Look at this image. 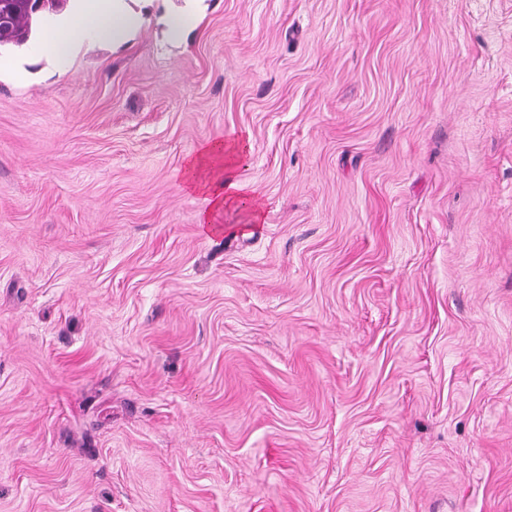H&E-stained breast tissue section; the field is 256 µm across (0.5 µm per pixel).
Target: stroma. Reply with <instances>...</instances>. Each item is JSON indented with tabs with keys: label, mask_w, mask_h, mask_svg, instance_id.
Instances as JSON below:
<instances>
[{
	"label": "stroma",
	"mask_w": 512,
	"mask_h": 512,
	"mask_svg": "<svg viewBox=\"0 0 512 512\" xmlns=\"http://www.w3.org/2000/svg\"><path fill=\"white\" fill-rule=\"evenodd\" d=\"M73 7L0 48V512H512V0H153L63 74ZM250 146L242 139L207 142L186 157L182 179L184 188L205 198L207 208L199 213L201 232L221 229L226 210L245 209L248 224L261 220L264 201L258 187L240 183L234 170Z\"/></svg>",
	"instance_id": "stroma-1"
}]
</instances>
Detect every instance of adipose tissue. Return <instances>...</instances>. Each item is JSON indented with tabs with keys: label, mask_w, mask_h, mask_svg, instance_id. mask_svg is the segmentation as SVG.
Returning a JSON list of instances; mask_svg holds the SVG:
<instances>
[{
	"label": "adipose tissue",
	"mask_w": 512,
	"mask_h": 512,
	"mask_svg": "<svg viewBox=\"0 0 512 512\" xmlns=\"http://www.w3.org/2000/svg\"><path fill=\"white\" fill-rule=\"evenodd\" d=\"M141 22V14L132 10L126 0H79L67 19L43 29L37 50L50 56L64 72L81 44H120ZM248 150L245 140H224L204 143L186 157L182 169L184 187L202 195L207 204L198 216L202 232L221 229V218L228 210H246L249 223L260 222L264 207L260 190L240 183L234 176Z\"/></svg>",
	"instance_id": "adipose-tissue-1"
}]
</instances>
